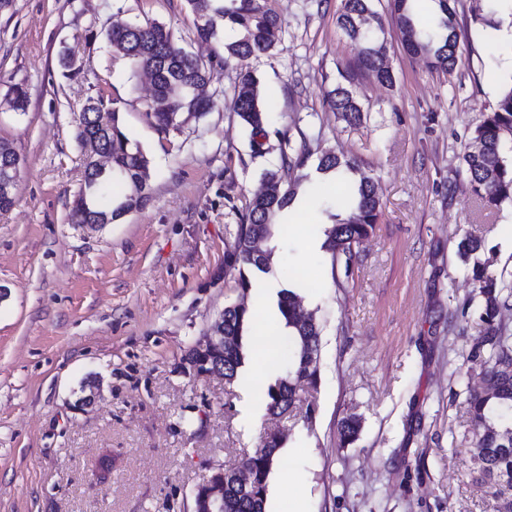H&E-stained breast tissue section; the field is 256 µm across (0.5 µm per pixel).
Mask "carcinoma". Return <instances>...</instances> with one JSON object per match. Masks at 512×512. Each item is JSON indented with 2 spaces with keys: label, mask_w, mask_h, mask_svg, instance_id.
<instances>
[{
  "label": "carcinoma",
  "mask_w": 512,
  "mask_h": 512,
  "mask_svg": "<svg viewBox=\"0 0 512 512\" xmlns=\"http://www.w3.org/2000/svg\"><path fill=\"white\" fill-rule=\"evenodd\" d=\"M195 18L199 39L218 38L221 28L229 25L237 32L236 39L223 45L224 63L237 59L258 58L271 54L277 33L282 30L281 14L260 3V0H186ZM413 0H392L396 21L402 34V46L411 55H422L435 70L451 73L462 61L457 54L458 34L455 27V0H439L442 13L438 27L442 33L433 36L418 28L412 18ZM336 24L353 42L362 45L356 66L340 72L342 81L328 92L326 105L338 119L350 127L363 120V108L354 90L355 68L371 72L377 81L392 86L394 75L378 56L377 33L383 32L381 19L373 11L371 0H343ZM106 36L113 53L129 59L137 72H151L155 99L150 110L155 125L162 132L178 130L190 118L198 119L211 109L212 102L200 98L197 88L209 81L208 68L184 48L178 46L165 25L145 20L111 27ZM235 111L250 130L252 144L267 136L270 109L265 105L259 80L250 72L240 76L234 89ZM10 109L21 114L28 105V92L16 86L6 98ZM85 116L76 126V139L84 147L97 142L101 152L111 159V167L98 174L92 153L85 156L84 185L71 212V223L113 224L125 215L147 206L151 198L149 158L128 136L117 102L107 106L104 95L91 99L84 106ZM512 85L499 95L495 108L476 126L471 146L461 158L476 196L495 205L512 202ZM308 153L301 150L283 153L281 166L267 171L264 178L274 191L250 201L240 214L237 238L233 249L225 256L226 265L238 270L242 291L252 286L251 274L267 273L272 255L254 256L250 242L264 234L273 236L278 214L293 202L298 189L307 179L301 173ZM317 170L323 174L358 171L357 162L331 151L318 159ZM112 186L118 192L111 204L103 206L100 197ZM381 202L374 181L361 177L354 202L345 217L333 216L334 224L324 230L322 248L331 254L333 264L341 263L350 270L356 259L353 245L366 237L377 224ZM483 249L480 240L464 238L458 244V254L464 262H473L472 274L476 288L484 297L481 315L486 324L484 335L478 337L466 355L472 368L483 370L488 381L498 389V395L488 398L471 392L466 402L473 429L471 460L478 465L480 480L494 498L512 490V448L499 450L500 439L488 432V427L500 433L512 432V332L496 322L500 306L512 300V289L499 285L484 264L475 260ZM298 294L284 289L279 294L278 308L284 318L288 335V362L284 373L267 388L266 412L283 413L296 407L299 391L317 387L319 361H306L305 347L311 345L320 354L321 330L317 321L306 325L293 316V303ZM248 308L224 310V334L236 339L232 351L224 355L230 381H236L244 366L243 331L247 325ZM359 424L353 419L340 423L341 445H349L358 433ZM256 472V486L241 492L231 489L224 494V512H265L269 477L272 467L266 456L257 451L249 455Z\"/></svg>",
  "instance_id": "obj_1"
}]
</instances>
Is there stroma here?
I'll return each instance as SVG.
<instances>
[{"mask_svg":"<svg viewBox=\"0 0 512 512\" xmlns=\"http://www.w3.org/2000/svg\"><path fill=\"white\" fill-rule=\"evenodd\" d=\"M283 14L271 55L223 62L222 42L197 40L186 0H14L0 15V99L27 89L26 113L0 103V141L25 158L14 206L0 212V512H193L213 467L237 464L279 432L277 464L301 478L268 512H499L470 461L466 393L479 382L465 357L483 335L481 299L457 254L512 284V203L479 201L460 167L476 125L512 79V47L474 22L486 0H456L463 52L450 73L407 54L390 0L384 21L393 86L357 75L364 121L347 127L325 96L358 49L336 25L342 0H265ZM154 20L210 73L213 102L181 130L159 131L151 92L114 55L111 23ZM81 72L63 77L61 47ZM273 103L271 134L254 149L234 110L240 72ZM118 100L125 128L150 159L147 207L94 230L72 224L84 179L75 115L88 98ZM291 148L355 159L374 179L382 215L351 272L281 228L268 243L273 290L300 286L322 326L319 381L296 409L267 415L242 382L197 377L188 349L230 304L237 270L224 264L239 216ZM99 384L76 409L81 387ZM358 419L340 446L338 427Z\"/></svg>","mask_w":512,"mask_h":512,"instance_id":"1","label":"stroma"}]
</instances>
